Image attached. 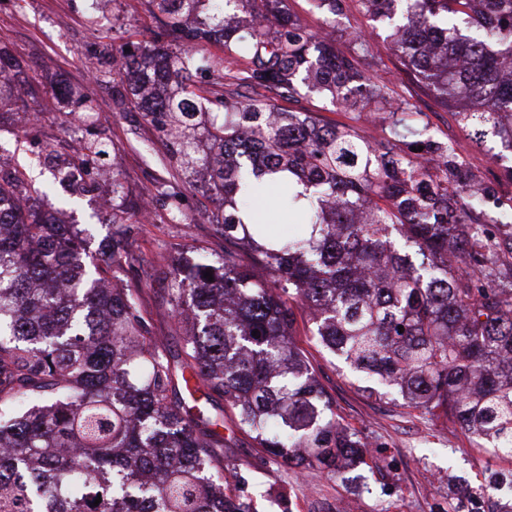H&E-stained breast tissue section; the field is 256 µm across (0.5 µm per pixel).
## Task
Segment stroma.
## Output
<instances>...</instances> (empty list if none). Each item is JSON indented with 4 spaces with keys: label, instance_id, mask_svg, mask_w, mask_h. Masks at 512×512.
Segmentation results:
<instances>
[{
    "label": "stroma",
    "instance_id": "stroma-1",
    "mask_svg": "<svg viewBox=\"0 0 512 512\" xmlns=\"http://www.w3.org/2000/svg\"><path fill=\"white\" fill-rule=\"evenodd\" d=\"M154 29L141 0H112L104 26L96 24L91 0H0V47L28 66L37 80L53 76L92 98L99 126L114 145L108 160L130 199L138 204L151 199L149 219L132 220L134 261L119 277L140 285L144 317L152 333L168 337L175 348L179 338L168 303V263L196 247L216 257L223 255L224 238L207 216L221 209L224 200L197 183L185 182L172 170L155 126L136 110L115 111L110 87L92 82L85 69L88 58L111 55L129 40H150ZM354 31L365 32L371 45L369 54L359 57V68L392 86L398 97L415 103L423 122L453 145L474 176L499 195L512 194V182L504 178L501 166L491 162L489 149L476 146L451 110L402 73L385 48L387 26L371 20L359 0H346L331 40L336 50L349 52ZM299 105L324 123L350 126L365 135L373 131L370 120L336 109L322 94L303 92ZM78 136L70 111L41 113L25 131L15 126L13 113L0 112V157L8 166L24 169L37 184L52 186L58 197L65 196L67 189L39 164L38 145L53 140L66 156ZM111 194L110 184L94 185L72 209L59 214V222L77 224L93 244L110 240L109 215L100 211L97 201ZM293 339L334 401L337 414L370 442L374 465L367 473V490L354 493L327 472L298 473L257 448L249 436L234 433L218 455L235 465L237 479L231 490L251 500L255 512H446L449 504L466 502L471 486L490 474L512 473V459L493 457L471 436L442 428L401 401L359 391L349 368L317 344L305 318H297Z\"/></svg>",
    "mask_w": 512,
    "mask_h": 512
}]
</instances>
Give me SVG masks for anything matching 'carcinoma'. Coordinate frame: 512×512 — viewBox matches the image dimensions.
<instances>
[{"label": "carcinoma", "instance_id": "obj_1", "mask_svg": "<svg viewBox=\"0 0 512 512\" xmlns=\"http://www.w3.org/2000/svg\"><path fill=\"white\" fill-rule=\"evenodd\" d=\"M313 2L327 25L343 10V0ZM359 2L393 21L390 50L477 145L495 138L512 154V0ZM143 5L154 39L120 45L100 78H120L116 110L158 126L173 169L224 197L208 216L224 256L198 248L172 266L173 352L151 334L141 289L116 275L131 260L122 183L112 178L118 228L100 265L80 260L85 240L71 225L17 204L46 201V190L0 167V512H93L98 497L99 512H253L230 494L235 468L215 470L228 412L299 472L324 466L365 484L368 444L295 348L292 302L360 390L395 393L512 458V225L490 230L512 203L489 185L471 198L453 147L357 69L364 35L340 54L294 23L286 0ZM226 63L236 71L225 89L198 80ZM301 85L338 108L382 112L387 126L368 142L283 106ZM68 95L88 121L92 99ZM42 104L41 86L0 51V112ZM111 148L96 130L63 163L52 141L39 155L74 197ZM295 214L303 233L280 235L273 223ZM472 500L474 512H512L498 483Z\"/></svg>", "mask_w": 512, "mask_h": 512}]
</instances>
